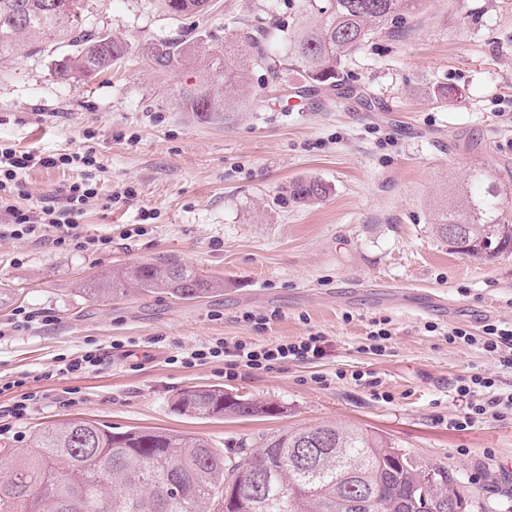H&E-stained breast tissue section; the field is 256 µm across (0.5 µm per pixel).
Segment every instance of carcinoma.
Instances as JSON below:
<instances>
[{
    "mask_svg": "<svg viewBox=\"0 0 512 512\" xmlns=\"http://www.w3.org/2000/svg\"><path fill=\"white\" fill-rule=\"evenodd\" d=\"M171 19L204 18L211 0H158ZM317 23L285 51L267 53V28L236 29L224 44L204 47L201 35L182 29L140 49L157 72L189 74L174 89L179 111L199 124H221L247 105L246 64L300 73L314 90L342 86L346 63L369 40L384 35L406 40L415 31L426 0H304ZM86 0H0V61L47 36L71 47L58 71L64 80L111 69L130 52L107 32L83 31ZM470 185L434 213L433 229L456 253L469 257L512 255V200L491 172L475 168ZM317 180H298L289 193L302 205L326 196ZM162 291L195 300L224 290V279L177 261L114 267L91 279L94 298L123 296L130 289ZM174 409L201 418L256 417L278 411L271 402L241 398L220 386L181 392ZM398 448L386 436L356 427L322 424L262 439L250 455L232 460L208 441L159 430L112 428L67 419L33 435L19 458L0 468V512H225L224 491L237 468L264 472L248 512H454L467 507L466 487L441 470L434 483L412 466L395 462Z\"/></svg>",
    "mask_w": 512,
    "mask_h": 512,
    "instance_id": "obj_1",
    "label": "carcinoma"
}]
</instances>
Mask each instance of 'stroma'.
<instances>
[{
	"label": "stroma",
	"instance_id": "stroma-1",
	"mask_svg": "<svg viewBox=\"0 0 512 512\" xmlns=\"http://www.w3.org/2000/svg\"><path fill=\"white\" fill-rule=\"evenodd\" d=\"M299 5L219 0L209 21L180 23L154 0H88L86 30L131 49L111 72L61 79L62 53L48 41L0 64V144L45 155L96 150L99 200L78 222L113 236L101 253L0 238V460L65 418L194 435L231 456L263 436L333 423L383 434L448 469L469 488L466 512H512V419L451 425L464 412L459 380L481 374L510 389L512 369L481 345L445 338L452 327L477 335L487 321L512 323V258L454 253L431 226L436 201L470 170L512 181V0H429L409 39L375 38L349 60L339 94L303 90L291 71L274 81L250 70L252 104L226 126L188 121L171 100L178 75L146 70L136 54L180 25L212 41L230 21L293 33L310 19ZM82 175L31 169L27 205ZM311 178L326 197L294 203L289 183ZM138 223L144 235L120 239L123 225ZM166 258L223 278V292L96 300L82 290L113 266ZM20 310L33 321L16 323ZM381 319L392 336L374 353L367 335ZM312 333L329 344L312 364L229 376L220 360L181 362L219 339L271 346ZM85 351L102 366L58 376L61 360ZM201 385L283 411L221 420L173 411L178 393ZM25 389L40 401L24 419L3 415Z\"/></svg>",
	"mask_w": 512,
	"mask_h": 512
}]
</instances>
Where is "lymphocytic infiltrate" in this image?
I'll return each instance as SVG.
<instances>
[{"instance_id":"obj_1","label":"lymphocytic infiltrate","mask_w":512,"mask_h":512,"mask_svg":"<svg viewBox=\"0 0 512 512\" xmlns=\"http://www.w3.org/2000/svg\"><path fill=\"white\" fill-rule=\"evenodd\" d=\"M60 165L83 168V179L69 185L62 193L60 203L37 209L21 205L20 200L26 195L24 174L35 167L54 168ZM100 168L101 163L91 149L58 156H41L0 146V238L39 243L50 235L55 245L61 248L72 246L92 253L111 249V235L82 234L77 222L78 216L99 199L95 173ZM447 336L453 345L481 344L484 351L498 356L501 365L512 367V323L485 324L478 337L466 329L453 327ZM325 348L326 339L319 334L271 347L218 341L193 349L182 357L181 362L185 366L194 367L220 358L225 368L231 371L238 368L261 369L288 360L315 362L323 359ZM494 385V379L475 374L456 386L457 398L464 402L465 410L462 417L454 420L455 428L468 429L477 419L488 415L496 418L512 415V391L496 392L493 398L485 402L477 400V393L493 389Z\"/></svg>"}]
</instances>
